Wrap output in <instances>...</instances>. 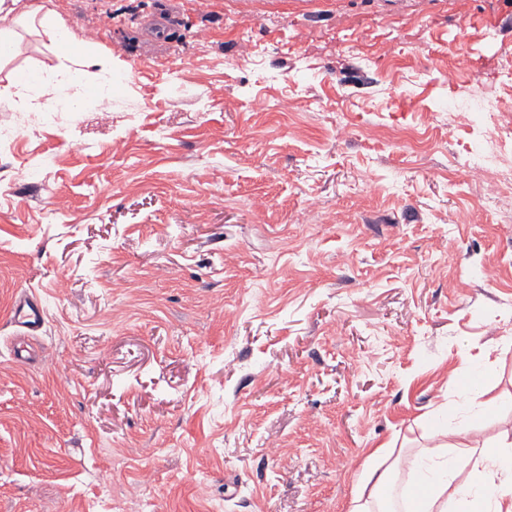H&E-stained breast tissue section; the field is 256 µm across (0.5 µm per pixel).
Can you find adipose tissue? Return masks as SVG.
Returning a JSON list of instances; mask_svg holds the SVG:
<instances>
[{
  "instance_id": "ef3b65f1",
  "label": "adipose tissue",
  "mask_w": 512,
  "mask_h": 512,
  "mask_svg": "<svg viewBox=\"0 0 512 512\" xmlns=\"http://www.w3.org/2000/svg\"><path fill=\"white\" fill-rule=\"evenodd\" d=\"M24 21L39 27L50 45L66 47L73 65H95V58L84 53L85 41L69 34L42 0L24 7L19 0H0V44L10 45L15 27ZM36 83L70 90L75 86L74 72L72 68L45 66L39 68L33 82L10 77L0 87V109L41 111V104L29 95ZM470 435V428L464 425L436 432L437 444L426 450V464L418 469L424 478L419 512H512V467L502 466L498 449L473 444Z\"/></svg>"
}]
</instances>
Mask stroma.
<instances>
[{"label": "stroma", "instance_id": "35a3bbf8", "mask_svg": "<svg viewBox=\"0 0 512 512\" xmlns=\"http://www.w3.org/2000/svg\"><path fill=\"white\" fill-rule=\"evenodd\" d=\"M50 6L98 64L0 110V512H348L374 449L398 503L439 425L512 437V196L460 175L512 0ZM458 51L496 67L448 84ZM57 63L20 30L0 86ZM46 309L40 297L24 294L14 301L11 309V321L23 329L25 336H36L45 325Z\"/></svg>", "mask_w": 512, "mask_h": 512}]
</instances>
